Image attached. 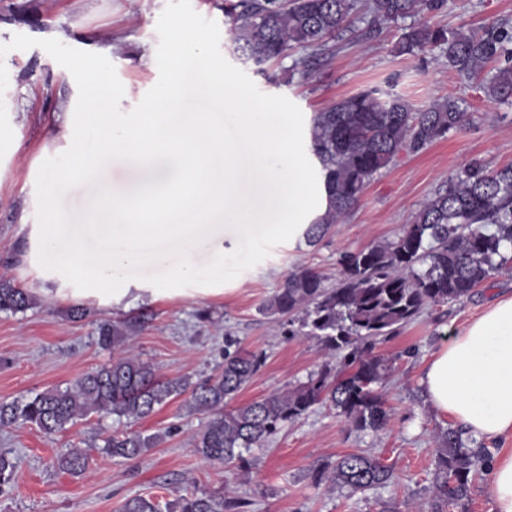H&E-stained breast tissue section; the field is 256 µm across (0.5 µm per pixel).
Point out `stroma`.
Segmentation results:
<instances>
[{"label": "stroma", "mask_w": 512, "mask_h": 512, "mask_svg": "<svg viewBox=\"0 0 512 512\" xmlns=\"http://www.w3.org/2000/svg\"><path fill=\"white\" fill-rule=\"evenodd\" d=\"M493 19L512 24V0H447L437 16L438 23L451 27L477 28ZM185 23L208 33L209 53L226 77L246 89L254 111L292 117L296 149L308 158L310 190L320 185L317 164L308 157L310 120L343 96L377 86L418 108L450 95L464 99L475 120L420 155L400 156L372 180L360 205L318 246L260 234L245 241L222 294L193 299L162 295L126 307L87 302L85 317L72 319V302L43 297L42 281L27 259L24 228L43 219L29 199L37 166L45 159L54 166L67 161L66 155L49 158L45 152L62 131L61 106L73 93L72 66L92 61L94 46L112 43L108 87L116 94L129 90L150 96L170 75L178 31ZM229 28L224 0H0V114L13 115L9 141L16 147L0 178V279L34 299L25 310L0 312V403L66 387L108 364L113 353L99 345L98 332L100 324L112 321L135 322L126 349L167 378L194 382L215 373L230 338L242 350L265 354L251 383L231 399L234 407L306 381L327 356L316 340L288 339L280 317L265 311L283 277L308 266L334 286L339 252L394 239L435 189L471 159H483L493 169L512 164V106L491 102L475 82L447 66L423 70L412 58L394 57L397 28L368 38L363 23L354 22L329 41L307 71L295 69L299 55L293 52L262 74L239 59ZM254 164L253 148L241 144V196L248 210L260 216L271 205L253 177ZM176 171L172 160L154 157L141 166L116 161L110 176L136 196L159 188ZM96 192L94 184L75 183L57 199L56 222L79 223ZM511 293L512 271H506L467 299L428 306L398 336L377 344V352L392 365L383 390L393 415L380 434L358 432L336 410L320 404L262 447L246 452L245 467L230 470L196 453L193 438L208 417L187 413L180 397L140 421L94 414L53 435L30 424L0 428V448L10 450L16 461L14 480L0 493V512H118L126 499L138 495L164 503L225 486L248 501L247 512H381L386 504L422 502L432 489L434 438L454 423L429 404L425 367L492 300ZM127 429L160 433L164 439L134 461L104 453V439ZM72 448L85 449L90 457L79 475L58 466L59 456ZM359 451L392 467L394 483L355 494L314 483L319 464Z\"/></svg>", "instance_id": "35a3bbf8"}]
</instances>
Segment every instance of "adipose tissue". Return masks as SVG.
Wrapping results in <instances>:
<instances>
[{"instance_id":"obj_1","label":"adipose tissue","mask_w":512,"mask_h":512,"mask_svg":"<svg viewBox=\"0 0 512 512\" xmlns=\"http://www.w3.org/2000/svg\"><path fill=\"white\" fill-rule=\"evenodd\" d=\"M193 71L209 85L212 101L238 111L234 136H226L214 112H182L178 105L181 76ZM76 95L66 106L64 148L74 154L72 166L50 167L43 181L51 194L38 200L52 212L54 195L67 191L84 175L99 180L98 200L81 224H31L27 227L29 259L42 280L48 299L96 300L110 305L164 294L171 283L183 284V296H199L200 285L224 280L227 243L257 233L296 239L327 207L326 196L312 197L307 171L293 145L289 121L268 127L265 117L249 109L231 80L218 77L214 60L195 45L183 46L175 70L144 104L143 111L124 112L121 99L99 94L76 81ZM96 144L85 150L87 131ZM247 141L257 151L256 177L277 202L272 222L261 223L237 214V144ZM134 165L156 155L180 164L165 191L129 199L102 182L101 174L115 156ZM183 198L204 200V207L180 206ZM104 233V247H85L95 233ZM183 243L179 257L165 249L166 241ZM206 260H199L198 251ZM163 273L158 282L132 280L130 271L143 260ZM432 406L451 415L479 439L512 433V295L494 299L448 344L432 356L424 377ZM486 493L494 512H512V450L497 455L488 472Z\"/></svg>"}]
</instances>
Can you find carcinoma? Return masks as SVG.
Here are the masks:
<instances>
[{"label": "carcinoma", "mask_w": 512, "mask_h": 512, "mask_svg": "<svg viewBox=\"0 0 512 512\" xmlns=\"http://www.w3.org/2000/svg\"><path fill=\"white\" fill-rule=\"evenodd\" d=\"M446 0H366V36L385 26L401 30L397 56L437 52L448 69L465 79H481L487 98L512 102V25L492 21L478 30L448 28L427 21ZM357 0H224L234 51L256 68L299 49L316 56L327 39L352 22ZM474 120L465 101L453 96L414 108L398 95L360 90L315 112L309 127V151L316 160L328 206L304 233L305 243L318 245L332 225L360 203L365 189L397 157L420 154ZM512 165L490 168L472 159L441 185L411 223L392 240L339 253L340 278L334 287L309 267L286 275L265 304L272 315H286L288 339L317 340L326 355L337 359L307 380L237 408L226 401L245 388L265 363V356L240 349L225 350L224 364L192 383L163 378L153 365L124 353V323L101 328L100 344L116 351L111 363L88 371L64 389L47 390L23 403L0 404V427L31 424L46 434L61 432L91 414L140 420L171 398L186 396L190 413L210 418L195 439L205 460L245 462L243 452L261 447L286 423L327 404L362 433L386 430L392 409L383 393L389 360L374 352L413 322L428 305L458 302L502 272L512 262ZM32 296L0 281V311L28 308ZM162 435L124 431L104 440L114 458L136 460ZM436 460L427 502L410 512H445L466 508L477 476L491 455L484 444L457 428L436 436ZM89 464L87 453L73 449L59 460L61 469L78 475ZM15 463L0 452V492ZM317 480H329L352 493L391 483L394 472L367 453H349L323 464ZM245 503L224 493L180 495L160 504L152 497L127 499L120 512H236Z\"/></svg>", "instance_id": "1"}]
</instances>
